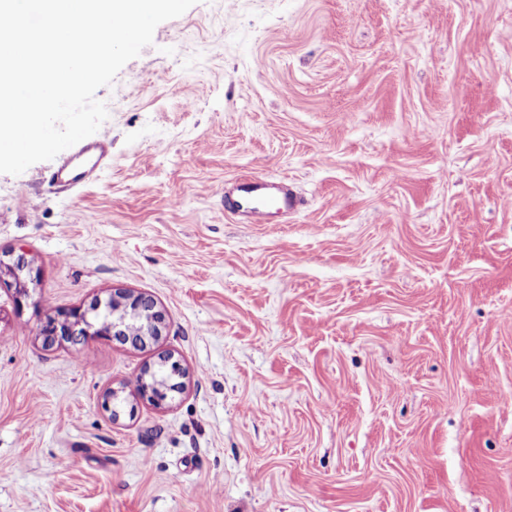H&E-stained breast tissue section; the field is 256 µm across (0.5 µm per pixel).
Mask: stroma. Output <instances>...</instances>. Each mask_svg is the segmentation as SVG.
Instances as JSON below:
<instances>
[{
	"mask_svg": "<svg viewBox=\"0 0 512 512\" xmlns=\"http://www.w3.org/2000/svg\"><path fill=\"white\" fill-rule=\"evenodd\" d=\"M96 97L84 183L0 174V512H512V0H198ZM117 288L157 342L44 346ZM301 199L282 182L256 174L241 175L231 188H224L225 206L236 211L251 224H266L269 206L278 211H295ZM150 367H146L137 380L136 396L155 407H161L168 400L169 393L178 388L177 383H170L168 390L165 384L161 382L147 383V378L151 375Z\"/></svg>",
	"mask_w": 512,
	"mask_h": 512,
	"instance_id": "35a3bbf8",
	"label": "stroma"
}]
</instances>
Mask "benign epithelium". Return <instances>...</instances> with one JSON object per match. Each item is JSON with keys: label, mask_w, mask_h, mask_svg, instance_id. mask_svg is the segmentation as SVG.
Masks as SVG:
<instances>
[{"label": "benign epithelium", "mask_w": 512, "mask_h": 512, "mask_svg": "<svg viewBox=\"0 0 512 512\" xmlns=\"http://www.w3.org/2000/svg\"><path fill=\"white\" fill-rule=\"evenodd\" d=\"M112 309V319L93 328L87 319V310L73 309L69 312L50 316L43 324L40 335L44 344L51 346L56 343H69L80 340L85 336H129L132 330H138L143 341L156 340L162 336L165 328V314L157 303L141 294H135L127 289H117L105 303L93 304L95 309L101 307ZM151 368L147 367L137 380V398L160 407L168 400L169 392L178 388V384L165 385L161 382L149 383Z\"/></svg>", "instance_id": "obj_1"}]
</instances>
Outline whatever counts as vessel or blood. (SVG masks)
<instances>
[{"label":"vessel or blood","mask_w":512,"mask_h":512,"mask_svg":"<svg viewBox=\"0 0 512 512\" xmlns=\"http://www.w3.org/2000/svg\"><path fill=\"white\" fill-rule=\"evenodd\" d=\"M110 141L109 131H102L97 141L83 145L80 151L56 172L60 182L76 185L87 179L98 162V154ZM224 204L251 224H263L270 210L295 211L300 198L280 182L256 174L238 177L236 184L224 192Z\"/></svg>","instance_id":"b4317fda"}]
</instances>
